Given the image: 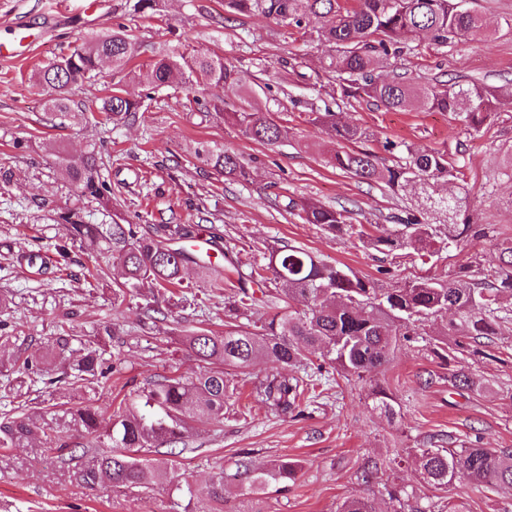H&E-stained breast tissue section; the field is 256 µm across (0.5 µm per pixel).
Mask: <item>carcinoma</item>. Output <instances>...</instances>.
<instances>
[{
  "instance_id": "1",
  "label": "carcinoma",
  "mask_w": 512,
  "mask_h": 512,
  "mask_svg": "<svg viewBox=\"0 0 512 512\" xmlns=\"http://www.w3.org/2000/svg\"><path fill=\"white\" fill-rule=\"evenodd\" d=\"M224 10L260 13L299 31L321 22L315 28L318 38L335 48L328 69L336 83L338 109L366 100L387 111L430 108L455 115L461 100L467 98L471 109L464 120L470 127L479 129L488 115L487 94L477 88L419 86L397 78L385 80L375 73L378 59L401 57L407 41L417 33L429 34L437 46L488 38L482 17L462 8L460 0H355L351 8L342 6L340 0H224ZM135 54L136 43L127 30L96 34L69 56L42 68L37 81L50 93L51 111L70 112V90L101 60L109 59L112 65L124 68ZM176 73L186 84L202 79L222 91L241 82L238 67L215 53L165 56L134 72V77L154 89L166 86ZM141 108L142 101L117 92L102 100L99 123L116 124L135 116ZM231 117L247 136L269 146L288 139V128L268 112L242 110ZM312 121L320 123L330 139L342 143L330 157L333 166L362 181L381 183L393 192L416 189L420 210L396 218L400 229L394 232L383 224L373 225L374 231L368 232L347 223L346 210L306 201L300 209L307 223L320 224L330 233L355 235L377 250L409 249L423 262L454 242L486 236L485 229L470 224L463 197L451 189L445 196L430 192L431 183L456 177L447 152H416L407 146L405 163L385 167L375 153L349 148L367 140L361 126L336 122V113L328 108ZM198 157L226 178L247 179L245 166L233 154L204 148ZM100 168V159L93 153L78 163L66 162L69 177L86 196L97 197L107 189ZM60 220L72 238L105 244L119 271L120 280L115 282L118 296L137 294L143 288H182V270L189 263L204 274L210 271L211 263L171 247L173 241L198 238V224H157L147 232L135 224H114L102 232L99 225L85 222L77 211L62 213ZM440 224L447 227L444 235L437 229ZM263 259L273 272L276 287L288 298L302 302L307 311L261 317L260 331L253 332L249 324L237 322L250 310L252 300L242 288L241 297L224 307L228 318L224 333L200 328L184 336L185 346L195 359L207 364L196 377L165 376L137 393L135 402L119 405L108 416L92 405L75 409L74 424L88 435L106 439L110 447L91 458L82 472L84 483L137 486L152 476L181 487L176 445L184 442L195 419H224L230 390L224 380L226 366L246 369L258 359L278 365L280 370L274 373L248 374V383L261 403L286 416L299 407L308 386V381L290 376L286 370L301 365L310 355L327 358L340 375L362 379L387 366L401 342H416L427 335V323L449 309L456 317L448 323L447 331L474 342L498 335L501 324L508 320L498 303L501 296L512 295V240L496 244L490 274L484 278L465 274L445 281L429 274L392 288L350 269L328 265L313 252L288 244L269 251ZM101 374L99 341L86 340L81 359L64 379L72 385L90 384ZM373 396L377 409L389 416L396 414L393 399L385 390L378 389ZM40 431L44 427L24 414L5 416L0 420V448H16ZM165 445L170 452L151 457ZM418 466L423 479L435 488L448 485L457 475L479 485L512 486V451L507 448H422ZM236 468L245 494L257 495L271 485H288L296 478L300 464L273 459L257 469L250 453L243 452ZM187 494L189 500L200 503L198 512H217L224 507V472L217 473L205 490L189 488ZM337 512H375V507L365 497L349 495Z\"/></svg>"
}]
</instances>
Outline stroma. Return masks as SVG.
<instances>
[{
    "mask_svg": "<svg viewBox=\"0 0 512 512\" xmlns=\"http://www.w3.org/2000/svg\"><path fill=\"white\" fill-rule=\"evenodd\" d=\"M134 3L0 0L1 32L22 21L30 29L15 57L0 58V336L22 338L34 366L33 373L18 374L14 346L0 348V415L26 413L67 444L59 455L38 435L0 452V512H183L187 496L168 484L85 485L79 472L99 448L94 437L74 430L70 411L92 404L108 413L150 381L174 372L198 374L181 336L197 327L223 332L224 300L234 295L237 279L227 266L236 253L259 257L288 243L386 285L426 271L407 251L382 253L302 218L304 200L345 208L350 223L365 226L388 223L414 205L412 192L361 182L330 164L336 145L311 122L310 112L332 100L326 76L332 46L259 14L225 12L224 0H157L155 10L143 14L134 13ZM464 5L481 15L488 39L441 47L420 33L400 58L380 62L379 74L419 85L512 86V0ZM122 24L139 47V65L192 49L223 54L243 78L241 87L225 91V112L248 102L271 111L288 126V142L269 147L223 114L200 111L199 101L211 95L206 85L189 91L177 78L151 91L108 61L72 88L71 111H50V96L34 83V73L90 34ZM115 89L143 100L142 110L113 128L95 124V104ZM337 119L368 128L363 147L386 165L403 163L412 148L447 152L460 167L454 187L466 196L472 223L488 227L489 234L441 252L439 274H462L472 257L487 260L497 241L512 238V172L506 168L512 103L497 104L476 131L446 112L386 111L366 103L341 107ZM389 141L397 142V150H385ZM204 146L238 155L248 181L225 179L204 165L196 156ZM91 151L103 160L101 177L108 186L100 198L82 195L63 166ZM68 209L106 228L203 225L224 240L213 272L229 285L212 292L190 268L185 281L192 292L157 299L145 289L115 301L112 265L101 245L70 239L58 218ZM41 253L49 258L47 267L32 266L30 256ZM448 321L440 316L428 328L430 338H441L440 352H432L428 340L406 343L366 380L331 374L325 388L301 402L299 413L287 416L269 411L242 383L241 371L226 368L237 390L223 421L197 423L177 455L183 484L201 491L223 472L225 507L236 512L243 499L236 461L247 450L259 466L277 458L301 464L287 488L261 496L264 512H336L352 494L368 498L377 512H448L452 506L460 512H512V489L462 476L435 489L417 467V450L434 436L457 450L512 448V320L475 349L447 334ZM63 330L82 340L103 336L107 373L101 382L45 386L46 378L59 376L81 356L75 345L63 353L54 348L52 338ZM460 368L474 380L473 388L452 386L450 376ZM377 386L392 396L395 418L375 408L371 392ZM371 464L380 472L363 481ZM395 488L401 491L396 500L390 497Z\"/></svg>",
    "mask_w": 512,
    "mask_h": 512,
    "instance_id": "obj_1",
    "label": "stroma"
}]
</instances>
